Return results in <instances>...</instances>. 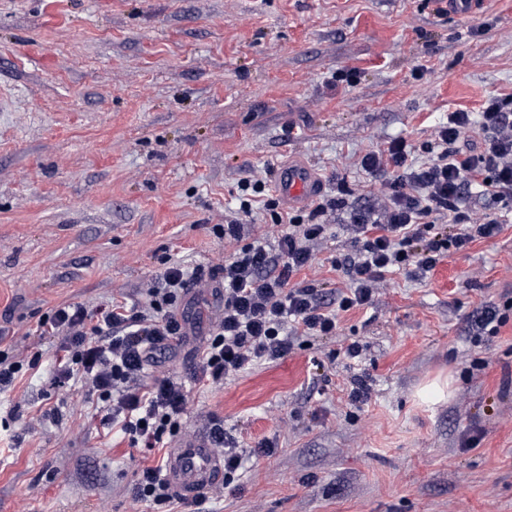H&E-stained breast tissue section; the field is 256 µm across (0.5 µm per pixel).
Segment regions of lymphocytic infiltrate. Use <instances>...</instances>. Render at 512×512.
I'll use <instances>...</instances> for the list:
<instances>
[{
    "label": "lymphocytic infiltrate",
    "mask_w": 512,
    "mask_h": 512,
    "mask_svg": "<svg viewBox=\"0 0 512 512\" xmlns=\"http://www.w3.org/2000/svg\"><path fill=\"white\" fill-rule=\"evenodd\" d=\"M434 140L431 155L420 163L403 138L365 154L361 170L381 181L366 203H349L341 185L317 193L298 214L273 212L282 230L271 242L257 237L243 243L245 225L255 221L253 202L266 183L241 182L237 217L216 228L234 249L217 268L224 304L199 352L196 381H228L283 358L299 338L335 336L340 313L384 303L391 275L403 271L425 279L449 249L501 232L499 210L512 206V95L489 97L476 115L449 113ZM480 200L493 209L478 217L473 209ZM340 211L353 250L330 260L348 281L346 291L331 296L294 277L326 249L333 236L330 218ZM190 282L186 269L171 263L143 283L132 303L93 312L66 303L40 322L42 335L59 340L52 386L80 385L86 398L99 403L102 423L119 426L131 447L165 448L181 431L186 383L165 362L172 342L186 333L179 307ZM201 425L224 460V482L202 490L188 503L189 512H204L246 462L221 420L206 415ZM162 472L158 465L140 468L134 495L161 512L179 500Z\"/></svg>",
    "instance_id": "lymphocytic-infiltrate-1"
}]
</instances>
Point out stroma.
Returning <instances> with one entry per match:
<instances>
[{"instance_id":"stroma-1","label":"stroma","mask_w":512,"mask_h":512,"mask_svg":"<svg viewBox=\"0 0 512 512\" xmlns=\"http://www.w3.org/2000/svg\"><path fill=\"white\" fill-rule=\"evenodd\" d=\"M437 7L0 0V343L41 364L0 392V512H155L132 492L162 451L101 426L79 386L49 385L58 341L38 325L63 303L136 299L166 257L203 274L170 362L190 382L183 433L213 414L243 450L278 443L209 512H512V320L477 344L466 334L480 304L512 296V223L425 280L394 274L385 306L340 314L338 336L192 380L223 303L213 269L229 249L214 227L241 181L306 162L359 201L376 188L363 154L393 137L422 151L448 113L512 94V0H484L474 20ZM479 22L489 30L471 36ZM340 70L351 83L333 84ZM476 358L488 365L469 373ZM439 378L446 398L421 396ZM358 382L368 401L349 400ZM60 402L61 422L29 428Z\"/></svg>"}]
</instances>
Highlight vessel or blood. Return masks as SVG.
<instances>
[{"label":"vessel or blood","instance_id":"1","mask_svg":"<svg viewBox=\"0 0 512 512\" xmlns=\"http://www.w3.org/2000/svg\"><path fill=\"white\" fill-rule=\"evenodd\" d=\"M274 189L289 205L299 206L315 196L319 183L309 166L295 164L276 169ZM223 472L208 442L201 437L189 436L169 450L163 475L175 492L190 497L199 488L219 482Z\"/></svg>","mask_w":512,"mask_h":512}]
</instances>
